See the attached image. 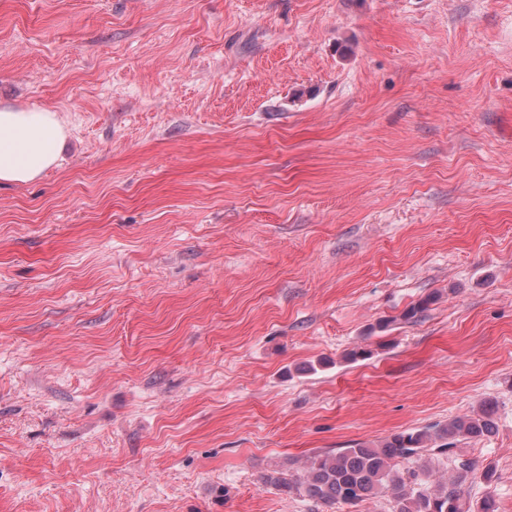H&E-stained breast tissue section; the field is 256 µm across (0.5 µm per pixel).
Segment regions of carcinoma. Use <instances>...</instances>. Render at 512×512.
I'll return each mask as SVG.
<instances>
[{"instance_id":"carcinoma-1","label":"carcinoma","mask_w":512,"mask_h":512,"mask_svg":"<svg viewBox=\"0 0 512 512\" xmlns=\"http://www.w3.org/2000/svg\"><path fill=\"white\" fill-rule=\"evenodd\" d=\"M496 429V406L489 401L470 415L394 433L378 444L318 453L308 459L302 477L269 481L280 492H295L315 504L356 507L386 496L392 512H497L490 493L478 503L470 499L474 480L489 484L492 472L476 475L473 461L454 452L458 443L482 441ZM432 448L442 455L448 476L422 461Z\"/></svg>"}]
</instances>
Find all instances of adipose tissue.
Returning <instances> with one entry per match:
<instances>
[{"label":"adipose tissue","mask_w":512,"mask_h":512,"mask_svg":"<svg viewBox=\"0 0 512 512\" xmlns=\"http://www.w3.org/2000/svg\"><path fill=\"white\" fill-rule=\"evenodd\" d=\"M66 138L56 112L0 107V183L38 179L57 164Z\"/></svg>","instance_id":"obj_1"}]
</instances>
